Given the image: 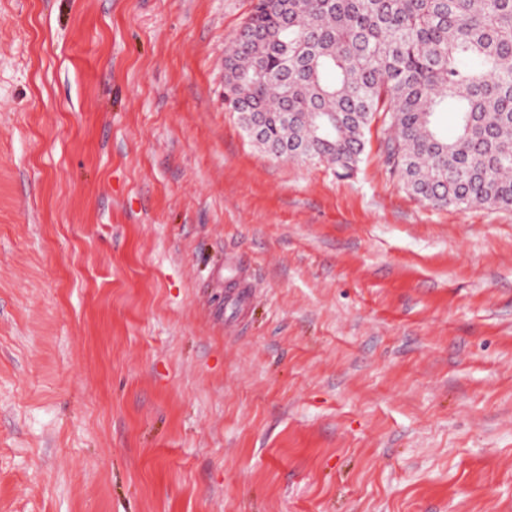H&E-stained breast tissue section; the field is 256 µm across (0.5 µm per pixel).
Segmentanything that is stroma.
<instances>
[{
    "label": "stroma",
    "mask_w": 512,
    "mask_h": 512,
    "mask_svg": "<svg viewBox=\"0 0 512 512\" xmlns=\"http://www.w3.org/2000/svg\"><path fill=\"white\" fill-rule=\"evenodd\" d=\"M255 0H0V512H512V210L260 151Z\"/></svg>",
    "instance_id": "stroma-1"
}]
</instances>
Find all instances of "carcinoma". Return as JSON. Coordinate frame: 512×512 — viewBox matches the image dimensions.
Returning <instances> with one entry per match:
<instances>
[{"instance_id":"1","label":"carcinoma","mask_w":512,"mask_h":512,"mask_svg":"<svg viewBox=\"0 0 512 512\" xmlns=\"http://www.w3.org/2000/svg\"><path fill=\"white\" fill-rule=\"evenodd\" d=\"M224 99L241 124L262 117L263 152L292 147L341 177L382 114L386 171L412 195L512 210V0H256Z\"/></svg>"}]
</instances>
